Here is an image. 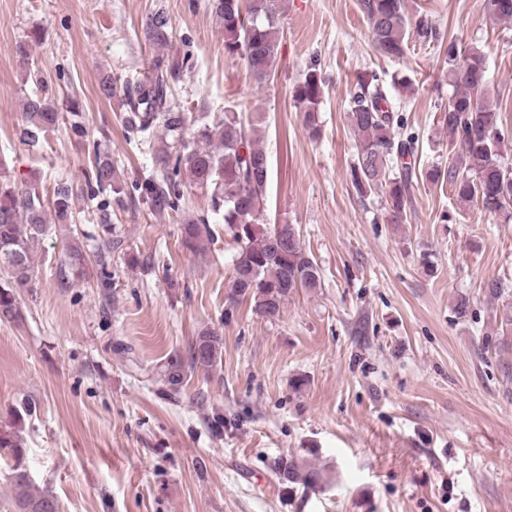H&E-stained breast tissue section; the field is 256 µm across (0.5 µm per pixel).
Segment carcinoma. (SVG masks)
I'll return each mask as SVG.
<instances>
[{
	"label": "carcinoma",
	"instance_id": "carcinoma-1",
	"mask_svg": "<svg viewBox=\"0 0 512 512\" xmlns=\"http://www.w3.org/2000/svg\"><path fill=\"white\" fill-rule=\"evenodd\" d=\"M282 0H212V11L224 23V55L243 60L248 73L259 84L269 80L280 48ZM373 45L388 59L405 57L409 42L436 40L437 33L422 18L409 22L405 0H359ZM486 19L512 23V0H483ZM146 39L158 47L169 42L168 18L157 13L146 28ZM448 83L453 92L441 113V122L458 146L454 162L436 172L452 187L456 200L477 205L489 213L512 218V167L504 162L506 133L500 115L485 97L487 84L484 53L471 49L459 54L454 41L445 51ZM180 69L177 60L156 57L141 78L123 81V116L126 131L141 143L157 140L155 169L125 189L112 157L94 153L86 176V192L97 199L110 194L124 203L123 194L155 213L178 212L184 201L183 188L194 185L211 190L212 209L222 214L224 231L236 244L229 299H248L254 312L276 316L290 294L320 287V269L301 240L297 225L290 224L295 241L286 252L272 248L273 231L261 230L264 198L270 178L269 157L258 136L260 112L224 113V118L193 128L192 118L169 95L168 77ZM324 79L317 65L307 68L292 88V100L303 112V123L312 137L318 135L315 112L322 101ZM60 121V112L48 98L34 94L25 103V133L34 137ZM348 121L356 136V155L349 177L362 197L380 193L388 220L401 224L411 200L412 169L406 158L413 156L415 136H402L404 119L388 91L373 74L358 80L350 100ZM73 190L67 183L54 189L53 211L60 222L72 216ZM45 206L32 191L18 194L9 183L0 185V270L7 269L8 283L0 285V321H19L21 311L15 289L25 286L33 267L32 246L45 232ZM105 249L95 256L98 287L105 295L112 288V225H102ZM182 246L202 254L213 241L209 221L203 216L186 220L180 227ZM222 337L205 331L188 351L190 369L212 370L222 354ZM14 465L8 479L15 491L18 512H60L57 497L33 484L23 464L24 441L0 431V456ZM277 478L301 480L316 485L320 475L310 471L299 476L293 468L279 465Z\"/></svg>",
	"mask_w": 512,
	"mask_h": 512
}]
</instances>
